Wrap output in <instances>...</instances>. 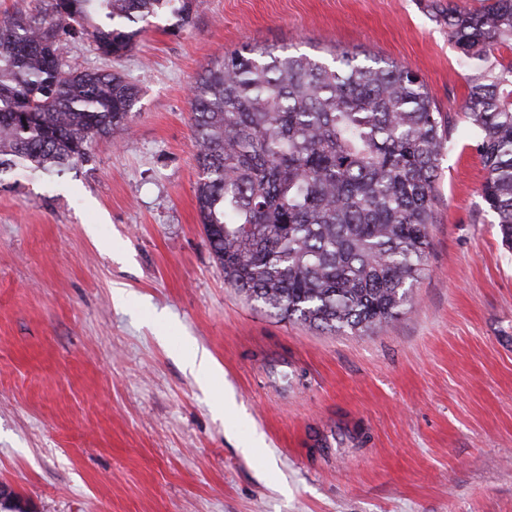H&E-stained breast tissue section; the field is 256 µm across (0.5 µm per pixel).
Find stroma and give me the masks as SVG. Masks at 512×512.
<instances>
[{"mask_svg": "<svg viewBox=\"0 0 512 512\" xmlns=\"http://www.w3.org/2000/svg\"><path fill=\"white\" fill-rule=\"evenodd\" d=\"M193 0L77 70L139 91L130 133L0 186V483L31 512H512V251L484 207L448 7ZM270 46L409 67L454 122L425 271L362 332L280 320L232 288L196 207L190 88ZM212 375L191 371L194 352Z\"/></svg>", "mask_w": 512, "mask_h": 512, "instance_id": "obj_1", "label": "stroma"}]
</instances>
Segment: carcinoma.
<instances>
[{
    "label": "carcinoma",
    "instance_id": "cac0c4a2",
    "mask_svg": "<svg viewBox=\"0 0 512 512\" xmlns=\"http://www.w3.org/2000/svg\"><path fill=\"white\" fill-rule=\"evenodd\" d=\"M192 0H48L0 21V179L60 176L91 143L129 130L138 88L73 70L69 41L121 57L139 23ZM448 37L472 67L465 117L486 172L481 196L512 250V0L448 8ZM195 198L227 283L274 316L333 332L397 317L424 270L434 182L452 119L409 68L342 52L325 63L255 46L191 87Z\"/></svg>",
    "mask_w": 512,
    "mask_h": 512
}]
</instances>
